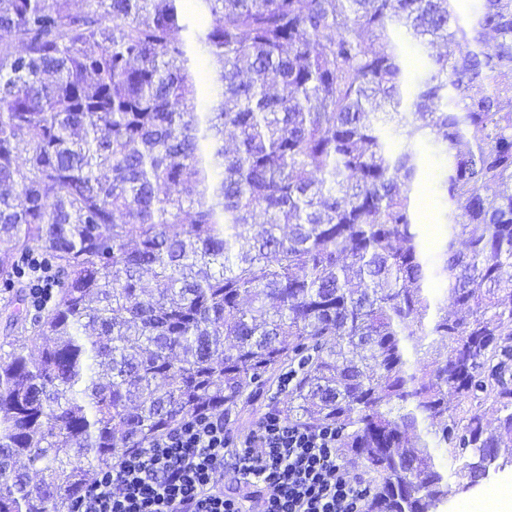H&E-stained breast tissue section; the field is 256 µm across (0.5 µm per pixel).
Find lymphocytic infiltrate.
Here are the masks:
<instances>
[{"label": "lymphocytic infiltrate", "mask_w": 512, "mask_h": 512, "mask_svg": "<svg viewBox=\"0 0 512 512\" xmlns=\"http://www.w3.org/2000/svg\"><path fill=\"white\" fill-rule=\"evenodd\" d=\"M16 275L31 285L35 308L52 298L51 264L28 255ZM335 426L309 427L265 412L246 434L223 414L182 418L146 447L102 467L69 512H363L364 483L338 462ZM233 465L251 491L225 493L218 475Z\"/></svg>", "instance_id": "lymphocytic-infiltrate-1"}]
</instances>
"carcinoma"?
Returning <instances> with one entry per match:
<instances>
[{
	"instance_id": "obj_1",
	"label": "carcinoma",
	"mask_w": 512,
	"mask_h": 512,
	"mask_svg": "<svg viewBox=\"0 0 512 512\" xmlns=\"http://www.w3.org/2000/svg\"><path fill=\"white\" fill-rule=\"evenodd\" d=\"M457 2L0 0V512L295 361L282 412L342 430L367 512L512 467V0ZM16 277L25 279L31 284V294L33 297V305L35 311H39L42 307L46 306L52 298L51 284L54 281V274L51 264L45 258L37 254L31 253L28 255L18 266ZM48 306L37 316L38 312L30 309L28 302L25 305H20L22 316L30 321L31 319L43 315ZM35 316V317H34Z\"/></svg>"
}]
</instances>
